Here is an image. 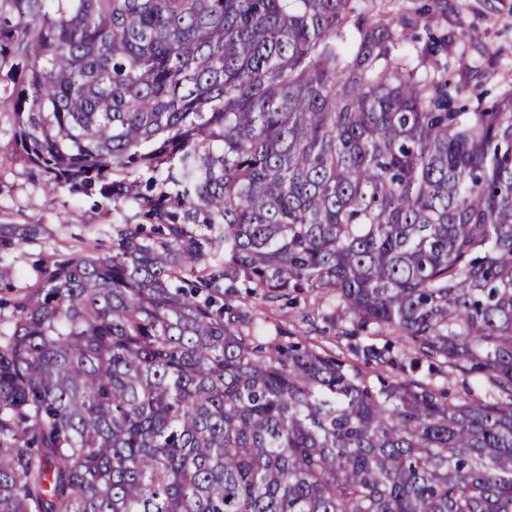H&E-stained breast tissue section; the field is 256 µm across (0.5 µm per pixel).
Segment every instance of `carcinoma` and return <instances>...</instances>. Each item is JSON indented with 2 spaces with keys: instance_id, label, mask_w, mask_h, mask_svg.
<instances>
[{
  "instance_id": "1",
  "label": "carcinoma",
  "mask_w": 512,
  "mask_h": 512,
  "mask_svg": "<svg viewBox=\"0 0 512 512\" xmlns=\"http://www.w3.org/2000/svg\"><path fill=\"white\" fill-rule=\"evenodd\" d=\"M0 0V105L147 209L0 317V512H512V87L373 0ZM0 224V251L33 239ZM315 290L372 386L224 304Z\"/></svg>"
}]
</instances>
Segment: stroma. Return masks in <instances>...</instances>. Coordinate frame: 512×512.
Segmentation results:
<instances>
[{
  "label": "stroma",
  "instance_id": "obj_1",
  "mask_svg": "<svg viewBox=\"0 0 512 512\" xmlns=\"http://www.w3.org/2000/svg\"><path fill=\"white\" fill-rule=\"evenodd\" d=\"M431 6L429 26L434 33L452 32L461 38L448 55L449 67L463 70L478 64L469 74L471 85L496 95L512 84V0H390L392 15ZM475 39H467L469 31ZM49 174L26 162L14 137L10 112H0V224H35L36 238L18 242L9 259L8 288L0 296L8 298L31 289L42 271L55 260L74 257L87 249L107 250L116 224H143L147 218L137 205L116 199L99 203L95 199L61 189L54 202H47L45 185ZM237 309L253 312L263 320L265 335L303 333L304 327L291 319L295 309L306 308L313 300L311 289L297 295L295 303L280 299L270 303L246 288L227 296ZM350 323L334 326L323 322L313 333L314 343L324 346L358 366L366 361L359 351L361 338L350 336Z\"/></svg>",
  "mask_w": 512,
  "mask_h": 512
}]
</instances>
